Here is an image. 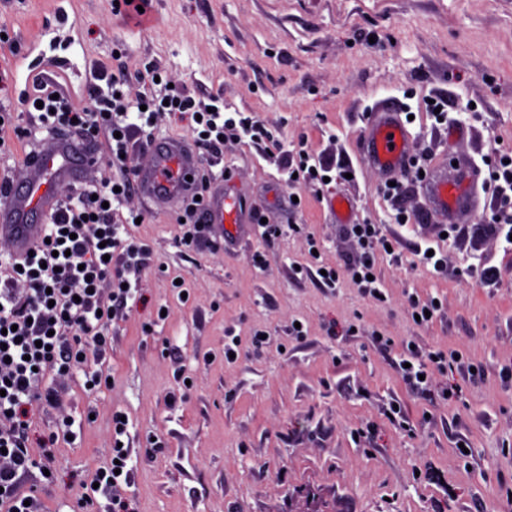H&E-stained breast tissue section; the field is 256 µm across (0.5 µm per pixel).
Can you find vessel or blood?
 <instances>
[{
  "instance_id": "obj_1",
  "label": "vessel or blood",
  "mask_w": 512,
  "mask_h": 512,
  "mask_svg": "<svg viewBox=\"0 0 512 512\" xmlns=\"http://www.w3.org/2000/svg\"><path fill=\"white\" fill-rule=\"evenodd\" d=\"M408 130L399 112L380 107L369 113L361 135V159L368 166L393 176L411 165ZM152 162L136 173L137 190L146 201L161 208L175 206L199 176L197 154L180 140L151 147ZM29 179L19 190H10L0 202V241L16 253H24L34 240L31 216H51L58 204L57 187L81 184L93 161L65 133L45 142L28 159ZM484 180L474 164L458 167L454 177L430 174L423 182L429 205L457 222L471 219L479 209V190ZM246 202L238 193L216 183L208 202L210 224L239 227Z\"/></svg>"
}]
</instances>
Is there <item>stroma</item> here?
<instances>
[{
	"label": "stroma",
	"mask_w": 512,
	"mask_h": 512,
	"mask_svg": "<svg viewBox=\"0 0 512 512\" xmlns=\"http://www.w3.org/2000/svg\"><path fill=\"white\" fill-rule=\"evenodd\" d=\"M153 12L143 29L114 0H0V113L25 130L0 133V175L23 187L50 133L21 109L38 79L80 105L117 68L130 100L151 69L195 100L222 94L225 117L250 114L282 150L268 156L237 132L222 155L200 156L207 178L229 177L247 199L249 224L230 241L216 227L189 250L180 207L159 211L134 192L113 202L118 215L142 213L134 232L151 246L150 268L108 348L88 359L113 384L87 390L79 372L59 381L55 406L36 409L32 439L71 422L54 481L31 477L46 512H80L70 491L105 461L118 412L129 420L130 512H512V245L480 234L488 206L444 238L447 218L419 184L392 205L358 142L367 114L388 105L411 114L408 148L432 162L451 152L482 166L512 148V0H154ZM432 98L447 100L466 136L449 140L426 110ZM302 148L315 164L351 162L354 178L294 189L288 165ZM339 197L396 242L378 264L384 301L314 276L358 255L331 207ZM400 208L408 223L396 222ZM266 222L281 235L266 239ZM427 246L446 255L445 274L419 263ZM491 265L501 279L486 286ZM428 298L442 308L421 325L410 303ZM230 333L243 340L231 362ZM408 343L459 351L483 374L437 371L413 392L397 372ZM429 462L445 483L424 474Z\"/></svg>",
	"instance_id": "obj_1"
}]
</instances>
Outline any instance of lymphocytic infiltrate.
Listing matches in <instances>:
<instances>
[{
  "instance_id": "1",
  "label": "lymphocytic infiltrate",
  "mask_w": 512,
  "mask_h": 512,
  "mask_svg": "<svg viewBox=\"0 0 512 512\" xmlns=\"http://www.w3.org/2000/svg\"><path fill=\"white\" fill-rule=\"evenodd\" d=\"M124 81L121 71H113L106 88H93L82 107L68 104L57 96L54 85L42 82L22 107L36 112L40 122L73 134L81 142L105 138L113 164L121 167L126 155L149 142L144 127L123 126L113 120L128 109L115 94ZM140 102L148 112L166 111L176 119L196 123L198 147L220 153L221 137L230 126L220 106L198 105L175 90L164 98L145 93ZM131 186L124 175L62 200L46 223L43 239L34 242L31 253L9 270L11 279L28 283V294L21 299L11 289H0V512H39L37 488L22 490L21 482L31 469L50 468L59 434L52 431L40 443L32 442L34 408L54 402L55 389L49 378L85 369L88 355L107 345L114 307L125 305L133 296L134 285L148 267V244L135 234L122 233L113 219L112 200L129 192ZM208 190V180H200L196 199L185 206L181 242L187 248L196 247L210 231L204 201ZM486 193L491 216L485 231L497 236L512 234V153H498L489 164ZM354 237L362 251L359 262L341 270L327 267L321 281L334 284L340 276L354 277L366 296L383 300L377 257L389 241L377 225L367 223L361 224ZM107 279L112 282V294L105 299L99 286ZM127 460V448L113 447L109 461L96 469L91 484L76 492L79 506L87 512L95 504L96 493L113 491L121 481L116 465Z\"/></svg>"
}]
</instances>
